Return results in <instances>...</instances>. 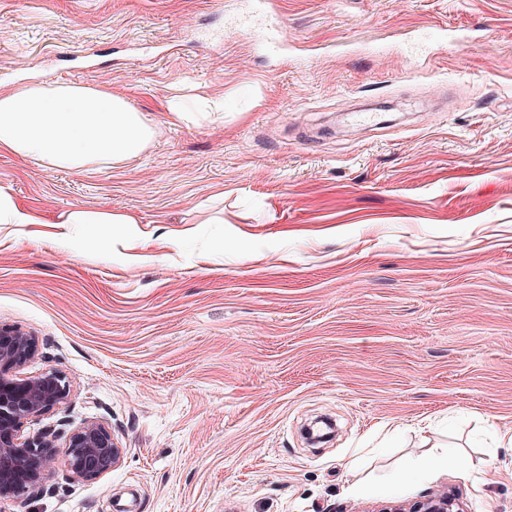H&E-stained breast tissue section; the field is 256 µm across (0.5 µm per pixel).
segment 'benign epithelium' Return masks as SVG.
Masks as SVG:
<instances>
[{"mask_svg":"<svg viewBox=\"0 0 512 512\" xmlns=\"http://www.w3.org/2000/svg\"><path fill=\"white\" fill-rule=\"evenodd\" d=\"M35 337L13 327L0 326V503L40 487L62 461L72 477L92 482L115 468L122 449L102 424L87 422L58 449L54 429L24 434L25 424L60 406L68 397L69 383L58 371L21 376L19 371L35 356ZM383 512H464L459 495L443 489L404 509Z\"/></svg>","mask_w":512,"mask_h":512,"instance_id":"obj_1","label":"benign epithelium"}]
</instances>
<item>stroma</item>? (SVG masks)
Returning a JSON list of instances; mask_svg holds the SVG:
<instances>
[{
	"instance_id": "1",
	"label": "stroma",
	"mask_w": 512,
	"mask_h": 512,
	"mask_svg": "<svg viewBox=\"0 0 512 512\" xmlns=\"http://www.w3.org/2000/svg\"><path fill=\"white\" fill-rule=\"evenodd\" d=\"M241 7L0 0V91L99 85L157 131L117 168L0 150L39 218L0 224V324L39 342L24 374L70 385L26 431L96 421L123 450L7 512H382L450 486L512 512V0H278L287 57L233 32ZM73 208L138 221L56 223ZM320 415L336 435L308 444ZM445 456V452H435L425 457L409 459L406 465L391 478L392 486L400 490L409 488L415 480L425 478L440 468L445 462Z\"/></svg>"
}]
</instances>
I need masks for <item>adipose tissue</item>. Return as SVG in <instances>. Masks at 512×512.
<instances>
[{"mask_svg": "<svg viewBox=\"0 0 512 512\" xmlns=\"http://www.w3.org/2000/svg\"><path fill=\"white\" fill-rule=\"evenodd\" d=\"M155 136L125 97L96 85L30 82L0 92V150L22 160L70 170L118 166Z\"/></svg>", "mask_w": 512, "mask_h": 512, "instance_id": "1", "label": "adipose tissue"}]
</instances>
